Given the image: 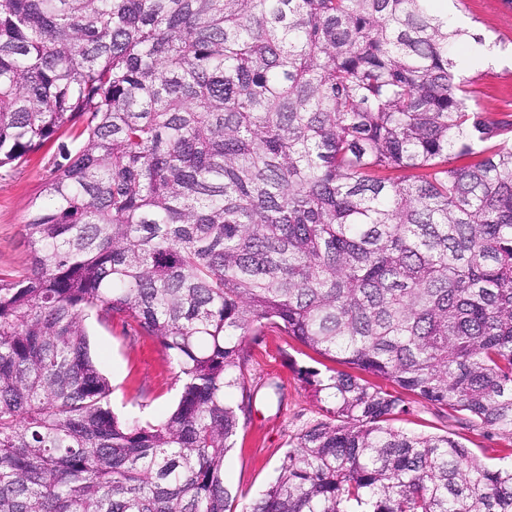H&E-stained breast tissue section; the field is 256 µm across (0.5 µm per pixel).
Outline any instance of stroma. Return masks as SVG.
Returning a JSON list of instances; mask_svg holds the SVG:
<instances>
[{"label": "stroma", "mask_w": 512, "mask_h": 512, "mask_svg": "<svg viewBox=\"0 0 512 512\" xmlns=\"http://www.w3.org/2000/svg\"><path fill=\"white\" fill-rule=\"evenodd\" d=\"M477 32L500 39L512 47V20H504L494 0H467L455 12ZM485 73L472 87V109L491 118L512 114V57L499 56L485 65ZM59 141L47 143L25 163L0 168V273L17 275L27 270L31 248L25 225L32 201L52 177L59 157ZM93 358L112 383V409L122 417L154 423L177 403L180 386L174 366L152 336H128L121 321L101 324L96 317L85 322ZM253 379L252 411L240 426L224 458L226 483L238 491L239 505L259 497L274 481L291 438L309 425L324 420L326 403L314 400L299 378L303 369L320 372L337 368L332 357L319 354L278 329H265L247 340ZM405 413L395 428L419 435H449L488 465H498L503 449L512 448V435L482 426L471 427L467 416L432 406L421 398L404 397Z\"/></svg>", "instance_id": "obj_1"}]
</instances>
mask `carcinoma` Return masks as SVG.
Wrapping results in <instances>:
<instances>
[{
	"label": "carcinoma",
	"mask_w": 512,
	"mask_h": 512,
	"mask_svg": "<svg viewBox=\"0 0 512 512\" xmlns=\"http://www.w3.org/2000/svg\"><path fill=\"white\" fill-rule=\"evenodd\" d=\"M433 2L0 0V168L75 142L0 277V512H235L268 326L396 390L299 371L330 417L244 512H512V452L391 425L512 435V119L468 106L507 47ZM91 314L160 341L167 417L114 415ZM407 412L394 420L393 426L407 433L446 435L459 440L469 451L488 465L500 464L503 448H512V435L482 426H468L464 412L434 407L412 394H403ZM467 423V424H466Z\"/></svg>",
	"instance_id": "obj_1"
}]
</instances>
